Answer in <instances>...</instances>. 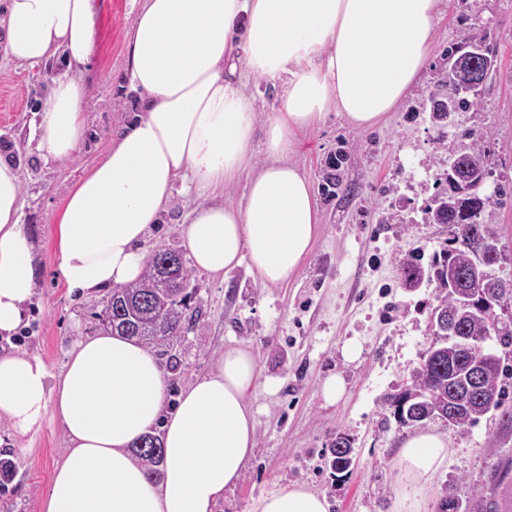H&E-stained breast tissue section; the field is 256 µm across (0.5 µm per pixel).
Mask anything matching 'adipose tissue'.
Segmentation results:
<instances>
[{
	"instance_id": "1",
	"label": "adipose tissue",
	"mask_w": 512,
	"mask_h": 512,
	"mask_svg": "<svg viewBox=\"0 0 512 512\" xmlns=\"http://www.w3.org/2000/svg\"><path fill=\"white\" fill-rule=\"evenodd\" d=\"M442 0H143L122 83L134 112L104 158L65 197L56 216L61 279L89 295L136 281L144 244L171 204L176 182L203 197L179 226L195 267L213 276L248 263L268 285L300 268L319 231L309 181L285 157L300 131L329 112L354 128L381 124L417 82L436 40ZM0 48L34 65L64 67L39 108L40 147L67 159L85 129L81 75L100 51L96 0H6ZM281 89V107L257 125L251 82ZM262 134L269 161L253 167ZM249 174L241 203L225 187ZM16 164L0 156V335L21 327L35 288V245L20 222ZM250 350L229 348L215 366L167 398V372L152 349L104 331L75 341L59 375L38 355L0 353V421L13 433L58 419L69 447L42 512H217L256 446L248 398L258 384ZM161 429L165 465L147 478L132 447ZM448 439L416 432L399 454L406 481L427 482ZM256 512H327L299 485L262 496Z\"/></svg>"
}]
</instances>
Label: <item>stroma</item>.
Returning <instances> with one entry per match:
<instances>
[{"label":"stroma","instance_id":"1","mask_svg":"<svg viewBox=\"0 0 512 512\" xmlns=\"http://www.w3.org/2000/svg\"><path fill=\"white\" fill-rule=\"evenodd\" d=\"M100 53L85 70L86 129L79 151L65 161L44 159L36 106L60 64L20 65L0 50V154L19 167L21 221L38 245L35 295L16 336L0 337V349L39 355L59 373L65 352L95 335L109 295L68 294L55 249V218L70 189L102 158L113 133L129 116L118 84L128 67L127 43L141 0H98ZM474 34L497 57L476 105L436 123L431 96L448 69L461 36ZM485 135L491 202L483 218L499 240L495 276L512 281V0H445L436 45L419 84L378 128L360 131L336 113L318 128L302 131L289 154L312 183L319 234L287 283L263 284L248 266L224 278L192 271L191 309L198 320L161 353L169 367V395L212 368L230 347L256 357L258 386L249 402L256 416L257 445L239 484L227 490L221 512H255L261 495L298 484L325 495L328 512H393L403 490L398 457L410 430L398 426L391 396L409 383L430 347L431 287L402 288L400 269L410 256L430 261L453 236L447 224L420 222L448 168V159ZM195 196L175 192L147 250L181 249L178 228L196 206ZM360 355L346 360L343 346ZM341 375L345 389L325 403L324 380ZM448 438V460L429 485L416 488L421 512H438L447 493L460 501L484 495L502 499L494 469L512 461V433L495 444L490 416L452 426L429 423ZM352 440L356 464L338 473L330 465L337 433ZM15 474L0 490V512H42L53 468L66 454L62 424L46 418L28 436L11 435L0 422Z\"/></svg>","mask_w":512,"mask_h":512}]
</instances>
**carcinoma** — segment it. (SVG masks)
I'll list each match as a JSON object with an SVG mask.
<instances>
[{
	"mask_svg": "<svg viewBox=\"0 0 512 512\" xmlns=\"http://www.w3.org/2000/svg\"><path fill=\"white\" fill-rule=\"evenodd\" d=\"M468 83L467 75L449 68L448 85L457 89L449 105L457 112L476 104V100L469 99L471 88ZM483 140L484 136L480 134L474 136L468 148L466 180L450 173L445 179L447 188L438 193L441 198L439 205H430L426 209L432 213L435 223L456 226L451 238L452 246L432 257L427 266L410 257L401 268L400 280L405 288H418L423 283L434 286L438 291L436 303L444 307L453 308L460 300L470 302L472 315L458 324L459 332L474 337L490 334L507 348L512 346V318L495 328L486 321V317L498 309L512 308V282H506L490 271L479 287L465 278L448 282V270L466 272L480 260L475 244L488 233L487 225L482 221V213L487 206L483 188L489 177ZM170 260L178 264L181 280L190 281V270L179 251L165 249L153 252L138 282L112 290L104 317L112 330L151 348L167 347L188 331L185 312L194 292L191 288H167L162 284L160 266ZM427 358L429 369L414 374L401 398L391 400L393 415L401 426H425L424 421L410 423L412 408L423 399L435 406L448 407L457 392L470 385L469 366L482 362L477 350L460 353L444 346L429 351ZM507 371V366L500 361L488 365L467 406L455 410L449 423L464 425L491 411H498L499 424L512 425V411L503 408L505 390L502 377ZM134 454L143 462L149 479L156 481L161 478L164 455L159 437L143 438L135 446Z\"/></svg>",
	"mask_w": 512,
	"mask_h": 512,
	"instance_id": "cac0c4a2",
	"label": "carcinoma"
}]
</instances>
